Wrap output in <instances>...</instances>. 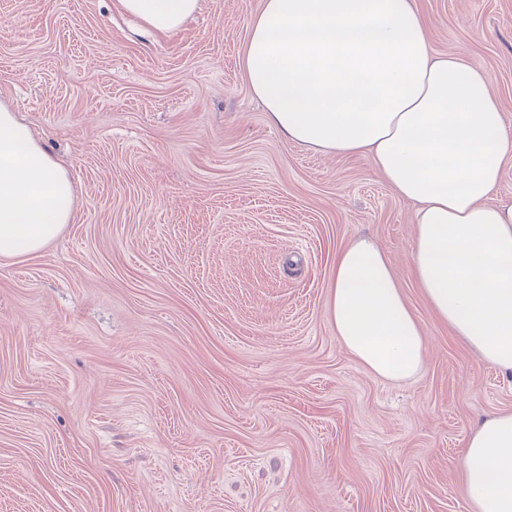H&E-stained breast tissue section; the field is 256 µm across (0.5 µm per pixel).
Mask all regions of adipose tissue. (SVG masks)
<instances>
[{"label":"adipose tissue","mask_w":512,"mask_h":512,"mask_svg":"<svg viewBox=\"0 0 512 512\" xmlns=\"http://www.w3.org/2000/svg\"><path fill=\"white\" fill-rule=\"evenodd\" d=\"M144 32L180 29L200 0H116ZM242 66L288 141L371 157L417 203L412 274L436 316L483 361L512 374V204L492 193L512 130L481 69L432 53L413 0H264ZM74 214L66 170L0 104V257L40 252ZM326 313L373 375L420 369L425 341L373 241L336 253ZM471 512H512V412L468 437L461 462Z\"/></svg>","instance_id":"1"}]
</instances>
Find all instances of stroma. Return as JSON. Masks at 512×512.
<instances>
[{
  "label": "stroma",
  "instance_id": "1",
  "mask_svg": "<svg viewBox=\"0 0 512 512\" xmlns=\"http://www.w3.org/2000/svg\"><path fill=\"white\" fill-rule=\"evenodd\" d=\"M512 128V0H416ZM263 0L147 34L114 0H0V104L75 219L0 258V512H469L468 434L512 375L410 274L416 205L367 157L286 141L241 66ZM385 251L426 342L391 383L326 316L332 261Z\"/></svg>",
  "mask_w": 512,
  "mask_h": 512
}]
</instances>
